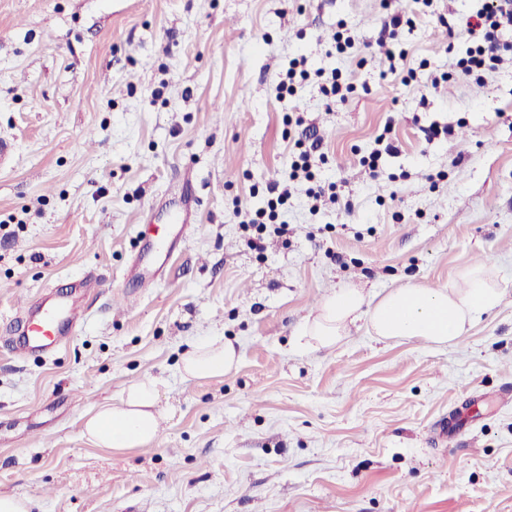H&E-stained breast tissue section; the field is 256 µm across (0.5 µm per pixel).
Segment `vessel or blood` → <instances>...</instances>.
I'll return each mask as SVG.
<instances>
[{"label": "vessel or blood", "instance_id": "vessel-or-blood-1", "mask_svg": "<svg viewBox=\"0 0 512 512\" xmlns=\"http://www.w3.org/2000/svg\"><path fill=\"white\" fill-rule=\"evenodd\" d=\"M72 310L64 298L46 292L32 298L18 320V337L14 342L17 354L35 350L51 352L63 322L72 320Z\"/></svg>", "mask_w": 512, "mask_h": 512}]
</instances>
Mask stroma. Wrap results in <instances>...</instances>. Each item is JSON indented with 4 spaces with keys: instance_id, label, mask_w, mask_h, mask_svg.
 Listing matches in <instances>:
<instances>
[{
    "instance_id": "1",
    "label": "stroma",
    "mask_w": 512,
    "mask_h": 512,
    "mask_svg": "<svg viewBox=\"0 0 512 512\" xmlns=\"http://www.w3.org/2000/svg\"><path fill=\"white\" fill-rule=\"evenodd\" d=\"M482 2L0 0V494L32 512H512V59L457 65ZM395 15L413 24L391 40ZM301 57L353 92L327 103L311 76L278 95ZM317 138L313 180L278 209L287 234L244 228ZM315 183L335 200L313 203ZM143 224L172 251L147 288L130 277ZM477 265L501 301L455 345L361 323L331 350L291 346L336 288ZM81 281V327L15 355L17 307ZM211 336L237 368L184 379ZM143 378L163 383L156 440L90 444L83 415ZM453 417L470 426L448 444Z\"/></svg>"
}]
</instances>
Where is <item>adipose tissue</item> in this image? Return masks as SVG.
Instances as JSON below:
<instances>
[{"label":"adipose tissue","instance_id":"1","mask_svg":"<svg viewBox=\"0 0 512 512\" xmlns=\"http://www.w3.org/2000/svg\"><path fill=\"white\" fill-rule=\"evenodd\" d=\"M500 296V289L480 266L462 272L460 285L397 288L374 303L367 301L362 289L341 288L322 298L315 315L300 325L293 348L300 353L335 348L348 327L361 320L384 341L419 339L449 346L483 313L494 309ZM238 360L233 343L212 336L185 353L180 371L186 378L217 379L232 371ZM160 394L161 383L155 378L129 384L118 406L104 405L85 416L84 435L106 450L147 446L157 436Z\"/></svg>","mask_w":512,"mask_h":512}]
</instances>
